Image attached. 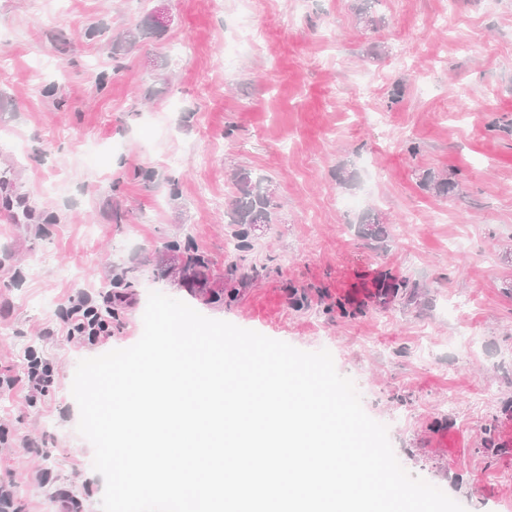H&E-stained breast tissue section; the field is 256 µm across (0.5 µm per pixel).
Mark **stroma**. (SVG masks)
<instances>
[{"label": "stroma", "instance_id": "obj_1", "mask_svg": "<svg viewBox=\"0 0 512 512\" xmlns=\"http://www.w3.org/2000/svg\"><path fill=\"white\" fill-rule=\"evenodd\" d=\"M355 4L253 0L244 42L236 0H0V194L27 212L0 225V369L23 378L30 350L55 375L43 393L0 392V491L17 512H100L71 384L79 360L139 340L153 291L329 350L372 419L408 416L389 435L407 471L466 512H512V0H372V28ZM158 11L166 26L145 28ZM129 30L137 43H118ZM240 169L269 179L277 221L253 230L236 300L208 305L163 276L168 245L226 269ZM429 171L454 191L423 188ZM373 215L387 238L362 237ZM389 269L417 283L415 303L373 298ZM114 282L127 300L111 337L67 336L68 295Z\"/></svg>", "mask_w": 512, "mask_h": 512}]
</instances>
